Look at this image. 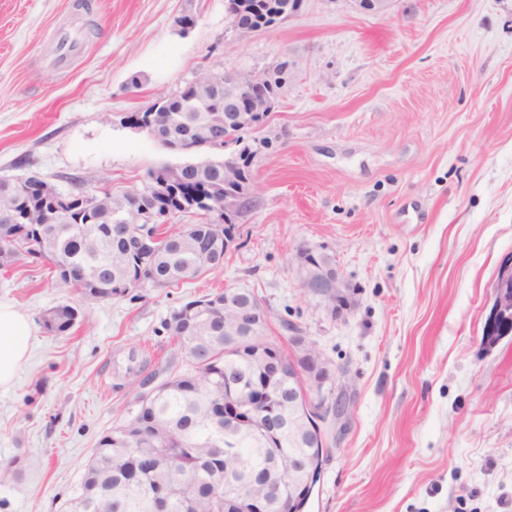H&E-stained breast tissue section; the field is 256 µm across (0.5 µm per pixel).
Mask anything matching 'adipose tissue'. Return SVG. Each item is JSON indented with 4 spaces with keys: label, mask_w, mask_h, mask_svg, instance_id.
<instances>
[{
    "label": "adipose tissue",
    "mask_w": 512,
    "mask_h": 512,
    "mask_svg": "<svg viewBox=\"0 0 512 512\" xmlns=\"http://www.w3.org/2000/svg\"><path fill=\"white\" fill-rule=\"evenodd\" d=\"M29 316L13 305L0 302V388L11 387L28 359Z\"/></svg>",
    "instance_id": "1"
}]
</instances>
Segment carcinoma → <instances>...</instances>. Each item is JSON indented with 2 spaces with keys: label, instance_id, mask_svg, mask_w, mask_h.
<instances>
[{
  "label": "carcinoma",
  "instance_id": "carcinoma-1",
  "mask_svg": "<svg viewBox=\"0 0 512 512\" xmlns=\"http://www.w3.org/2000/svg\"><path fill=\"white\" fill-rule=\"evenodd\" d=\"M280 0H250L255 26L280 23L285 17L276 6ZM185 86L151 113L166 122V113L189 97ZM198 112L182 114V123L162 126L158 141L179 151L194 136L192 120ZM234 157L241 168V180H251L249 164L253 152L243 144ZM224 181V161L185 163L176 180L161 189L152 184L142 188L151 195L150 204L172 217L189 212L196 205L200 221L178 227L172 223L153 227L159 237L155 251L137 249L136 239L112 234V213L128 211L129 194L106 192L91 200L75 202V210L52 223L45 213L52 210V193H29L18 181L0 180V208L14 213V220L0 228V261L13 265L20 256L36 252L26 242L47 239L58 256L74 264L80 275L62 280L90 298L98 292L126 295V283L142 281L152 288L188 283L224 263V235L230 228L219 227L212 208L199 198ZM58 329L43 324L47 333L65 336L73 326L65 323V307L52 308ZM232 318L224 312V293L190 300L174 309L163 329L177 341L179 359L186 368L177 369L175 359L151 371L147 362L128 369L129 384L144 387L158 384L138 396L139 409L128 422L101 437L85 469L80 493L71 503L77 509L92 487L100 492L102 512H153L152 501L158 485L170 498L169 512H225L226 484L248 483V492L266 501L265 512H278L270 495L268 473L273 455L293 451L318 458L313 474L322 468L327 444L318 431L304 432L295 441L284 434L274 437L263 429L259 416L281 394L299 391L288 375L269 379L271 360L289 362L288 351L262 336H226L224 326ZM512 332V322L491 318L485 336L499 340ZM239 459L227 458L228 442Z\"/></svg>",
  "mask_w": 512,
  "mask_h": 512
}]
</instances>
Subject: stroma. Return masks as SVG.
Segmentation results:
<instances>
[{"label": "stroma", "mask_w": 512, "mask_h": 512, "mask_svg": "<svg viewBox=\"0 0 512 512\" xmlns=\"http://www.w3.org/2000/svg\"><path fill=\"white\" fill-rule=\"evenodd\" d=\"M286 60L276 109L245 135L256 205L223 265L104 301L42 261L0 270V302L32 321L0 389V464H16L0 512H63L99 438L138 409L129 353H177L163 321L227 288L255 292L271 335L298 324L351 399L306 512H512V335L481 340L512 260V0H395L384 16L303 0L243 38L225 0H0V179L143 187L186 158L125 113L205 71ZM300 246L334 254L343 317L302 288ZM64 302L81 321L45 334Z\"/></svg>", "instance_id": "35a3bbf8"}]
</instances>
